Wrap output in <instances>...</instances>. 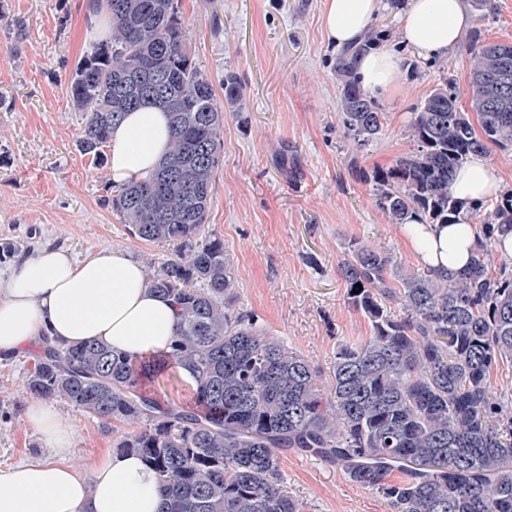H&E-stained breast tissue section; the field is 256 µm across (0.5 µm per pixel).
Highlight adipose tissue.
Instances as JSON below:
<instances>
[{"mask_svg": "<svg viewBox=\"0 0 512 512\" xmlns=\"http://www.w3.org/2000/svg\"><path fill=\"white\" fill-rule=\"evenodd\" d=\"M383 0H326L323 28L338 50L356 46ZM465 0H409L400 26L417 58L447 53L470 28ZM401 60L374 50L358 67L375 95L392 90ZM168 144L164 113L144 108L128 113L112 132L109 175L113 184L147 176ZM500 177L481 153L457 172L455 197L465 204L496 194ZM401 234L417 264L435 271L467 268L478 249L468 224H404ZM143 263L128 251L103 248L83 259L51 245L0 275V360L51 338L64 345L95 340L145 361L169 352L177 314L170 299L151 290ZM26 420L39 433L44 461H20L0 470V512H160L155 472L126 452L100 455L88 471L71 462L72 423L56 408L30 399Z\"/></svg>", "mask_w": 512, "mask_h": 512, "instance_id": "obj_1", "label": "adipose tissue"}]
</instances>
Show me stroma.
<instances>
[{
	"label": "stroma",
	"instance_id": "stroma-1",
	"mask_svg": "<svg viewBox=\"0 0 512 512\" xmlns=\"http://www.w3.org/2000/svg\"><path fill=\"white\" fill-rule=\"evenodd\" d=\"M192 50L221 87L225 73L244 85V109L224 117V159L214 174L208 231L223 239L238 304L272 335L329 378L341 343L370 334L347 303L337 272L350 240L384 248L396 264L416 262L373 189L349 165L388 167L413 148L414 108L444 79L466 90V42L430 61L404 46L399 8L373 18L401 59L396 88L379 101L387 127L362 152L342 136L334 74L337 56L321 26L324 0H182ZM79 0H0V271L53 244L80 259L123 248L151 265L174 245L131 235L104 202L108 168L76 148L83 115L69 75L89 45ZM31 349L0 361V469L45 458L27 423L24 387ZM76 429L82 466L115 447L96 418L60 400ZM281 477L308 512H392L382 493L355 485L331 463L288 454Z\"/></svg>",
	"mask_w": 512,
	"mask_h": 512
}]
</instances>
